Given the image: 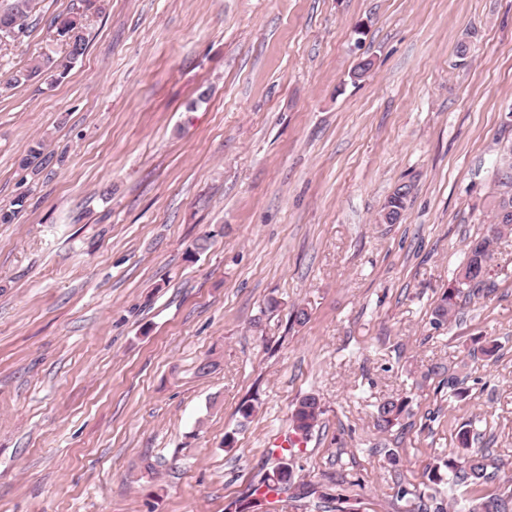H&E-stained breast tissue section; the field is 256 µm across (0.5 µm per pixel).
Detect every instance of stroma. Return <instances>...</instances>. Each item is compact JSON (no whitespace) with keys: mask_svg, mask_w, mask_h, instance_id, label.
<instances>
[{"mask_svg":"<svg viewBox=\"0 0 512 512\" xmlns=\"http://www.w3.org/2000/svg\"><path fill=\"white\" fill-rule=\"evenodd\" d=\"M66 17L68 75L0 87V512H230L310 393L294 471L357 512H412L466 424L511 490L512 231L430 319L512 147V0H42L0 76L65 56ZM57 35L61 37L68 46L67 55L63 58H55L46 55L31 70L14 74L8 81V85H16L29 81L39 73H46L49 77H54L57 81L64 79L71 67V64L79 56L83 55L86 49V40L83 34L82 26L74 18H65L57 20ZM405 193H401L404 191ZM412 192L411 185L403 184L398 186L395 191L386 200L382 211L389 209L390 213L396 215L394 221H399L400 214L405 210L408 198ZM389 210L384 213V220L388 223L392 218L389 216ZM323 413L320 400L316 395L303 396L291 411L289 420L293 431L303 437L311 435ZM410 400L404 396H392L384 400L377 408L376 428L380 432H388L410 415Z\"/></svg>","mask_w":512,"mask_h":512,"instance_id":"stroma-1","label":"stroma"}]
</instances>
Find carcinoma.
<instances>
[{"mask_svg": "<svg viewBox=\"0 0 512 512\" xmlns=\"http://www.w3.org/2000/svg\"><path fill=\"white\" fill-rule=\"evenodd\" d=\"M39 0H0V41H14L16 35H25L28 30V21L36 16ZM57 35L68 46L67 55L63 58L45 56L38 65L28 71L14 74L8 81L10 85L29 81L39 73H46L56 80L65 78L71 64L86 49L82 26L74 18H65L56 22ZM501 191L496 196L493 205V223L488 226L487 232L478 238L469 241L465 250L464 265L469 268L472 276L467 281L454 280L446 288L439 303L432 311V324L443 325L456 316L459 309V299L464 289H481L485 287V277L493 258L494 244L503 231L512 228V221L502 222L500 212L506 207L512 209V174L502 175L499 178ZM412 187L408 184L398 186L386 200L383 209L398 216L406 208ZM442 376L448 386L458 385L457 374L450 371L443 364H432L424 373V378ZM323 409L319 398L314 394L303 396L291 411L290 423L295 433L304 437L310 435L318 425ZM410 415V400L404 396H392L384 400L377 408L376 428L380 432H388L400 423L404 416ZM458 451L446 459H439L424 473L428 483L441 485L449 481L466 484L472 487L475 498L469 501L468 506L461 507V512H512V498L500 493H486L485 487L492 481L494 473L491 467L489 451L486 448H474V437L471 430L463 429L457 435ZM283 461L270 473L262 476L254 486L252 495L254 499L235 502V512H254L259 503L273 504L272 498L286 496L292 499H306L318 496V507L327 512H346L344 508L334 505L341 501L338 496L329 493H320L317 488L306 482L295 480L292 460L295 451L292 448L282 449ZM416 512H448V502L434 495L417 496Z\"/></svg>", "mask_w": 512, "mask_h": 512, "instance_id": "carcinoma-1", "label": "carcinoma"}]
</instances>
